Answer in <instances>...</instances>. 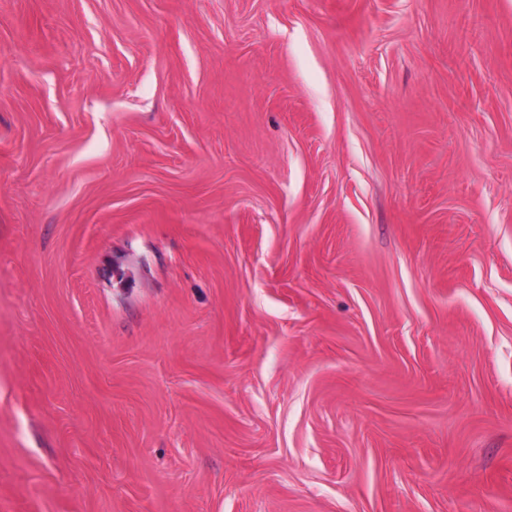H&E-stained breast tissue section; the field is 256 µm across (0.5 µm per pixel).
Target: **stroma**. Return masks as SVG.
Wrapping results in <instances>:
<instances>
[{
    "instance_id": "stroma-1",
    "label": "stroma",
    "mask_w": 512,
    "mask_h": 512,
    "mask_svg": "<svg viewBox=\"0 0 512 512\" xmlns=\"http://www.w3.org/2000/svg\"><path fill=\"white\" fill-rule=\"evenodd\" d=\"M0 512H512V0H0Z\"/></svg>"
}]
</instances>
